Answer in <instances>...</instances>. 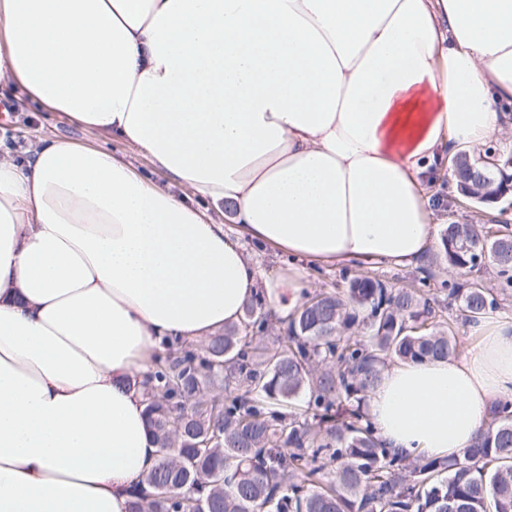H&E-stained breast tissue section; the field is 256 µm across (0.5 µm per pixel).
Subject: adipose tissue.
<instances>
[{
  "instance_id": "1",
  "label": "adipose tissue",
  "mask_w": 512,
  "mask_h": 512,
  "mask_svg": "<svg viewBox=\"0 0 512 512\" xmlns=\"http://www.w3.org/2000/svg\"><path fill=\"white\" fill-rule=\"evenodd\" d=\"M1 81L168 179L62 139L0 159V512H125L160 454L139 382L240 320L242 238L425 257L430 185L512 125V0H0ZM470 330L369 393L385 448L462 456L512 397V321Z\"/></svg>"
}]
</instances>
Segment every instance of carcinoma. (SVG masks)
I'll return each instance as SVG.
<instances>
[{"mask_svg":"<svg viewBox=\"0 0 512 512\" xmlns=\"http://www.w3.org/2000/svg\"><path fill=\"white\" fill-rule=\"evenodd\" d=\"M490 154L498 165L459 158L461 195L478 170L512 192V153ZM441 245L459 275L490 266L502 295L512 288V233L449 224ZM500 308L476 280L448 284L442 298L357 275L341 293L308 296L258 355L242 333L270 327L259 297L205 349L166 345L143 382L160 455L127 512H512V401L494 403L462 458L398 457L365 412L389 362L453 357L454 326ZM439 309L450 322L436 320Z\"/></svg>","mask_w":512,"mask_h":512,"instance_id":"carcinoma-1","label":"carcinoma"}]
</instances>
